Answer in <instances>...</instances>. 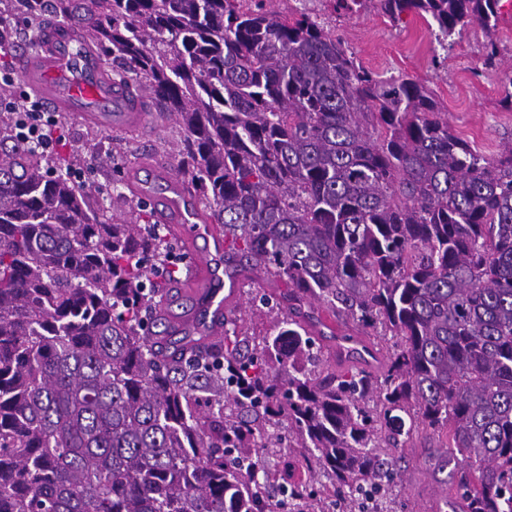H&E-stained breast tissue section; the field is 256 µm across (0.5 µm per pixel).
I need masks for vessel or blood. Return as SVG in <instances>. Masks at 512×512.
Masks as SVG:
<instances>
[{
  "label": "vessel or blood",
  "mask_w": 512,
  "mask_h": 512,
  "mask_svg": "<svg viewBox=\"0 0 512 512\" xmlns=\"http://www.w3.org/2000/svg\"><path fill=\"white\" fill-rule=\"evenodd\" d=\"M40 46L19 58L18 71L24 85L55 112H73L90 123L125 132L143 129L148 120L144 92H132L104 72L97 53L88 50L82 29L73 23L46 25ZM173 233L186 240L203 239L206 251L196 253L193 278L185 286L196 302L200 329L212 338L224 334L225 293H236L237 281L224 276V230L203 223L196 209L171 216L158 212Z\"/></svg>",
  "instance_id": "1"
}]
</instances>
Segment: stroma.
Returning <instances> with one entry per match:
<instances>
[{
    "label": "stroma",
    "instance_id": "35a3bbf8",
    "mask_svg": "<svg viewBox=\"0 0 512 512\" xmlns=\"http://www.w3.org/2000/svg\"><path fill=\"white\" fill-rule=\"evenodd\" d=\"M267 5L316 17L341 34L358 61L379 76L407 75L423 82L447 112L454 132L484 155L497 156L512 143V111L500 103L502 88L512 84V16H501L491 35L481 25L471 24L445 49L427 23L411 13L393 23L373 7L351 16L338 15L330 0H267ZM0 11L11 17L8 39L15 56L37 47L46 23L64 20L54 0H43L34 15L22 8L20 0H0ZM490 36L500 49L499 64L493 69L485 67L483 56V44ZM57 120L65 137L59 154L75 157V167L81 173L75 187L105 218H134L130 209L113 207L112 193L116 190L130 195L151 213L157 212L165 199L185 196L190 183L172 149L179 133L168 113L152 112L147 129L140 134L105 130L83 123L73 114H58ZM153 156L166 161V176L152 175L148 169L147 161ZM264 297L284 303L288 289L279 279L244 274L239 300L229 308L228 318H243L251 332H269L271 317L258 311ZM304 311L310 316L320 368L353 366V359L341 354L337 334L362 337L371 347L378 343L376 337L363 336L361 328L351 321H336L318 302H310ZM400 442L403 460L386 503L388 512H457L460 493L451 467L444 464L445 450L437 434L417 423Z\"/></svg>",
    "mask_w": 512,
    "mask_h": 512
}]
</instances>
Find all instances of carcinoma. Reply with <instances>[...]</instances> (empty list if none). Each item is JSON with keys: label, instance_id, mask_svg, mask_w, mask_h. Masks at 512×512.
Wrapping results in <instances>:
<instances>
[{"label": "carcinoma", "instance_id": "cac0c4a2", "mask_svg": "<svg viewBox=\"0 0 512 512\" xmlns=\"http://www.w3.org/2000/svg\"><path fill=\"white\" fill-rule=\"evenodd\" d=\"M367 0H333L346 15ZM500 0H377L446 41ZM88 44L184 134L224 225V272L288 284L392 342L383 367L317 370L312 334L148 336L178 271L162 224L107 223L65 175L0 149V512H325L314 477L261 493L284 448L339 501L393 485L404 420L448 437L462 512H512V145L453 132L427 86L384 79L306 13L254 0H83Z\"/></svg>", "mask_w": 512, "mask_h": 512}]
</instances>
